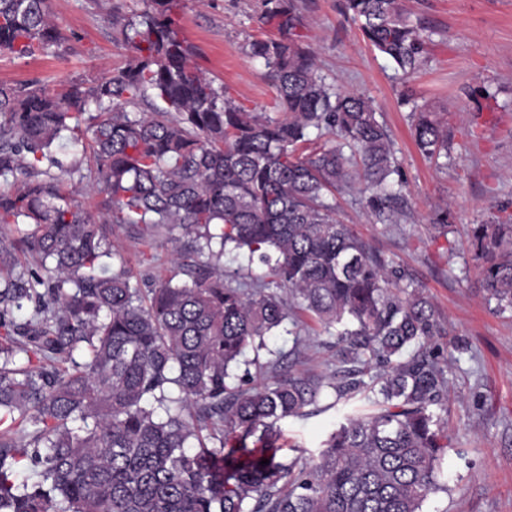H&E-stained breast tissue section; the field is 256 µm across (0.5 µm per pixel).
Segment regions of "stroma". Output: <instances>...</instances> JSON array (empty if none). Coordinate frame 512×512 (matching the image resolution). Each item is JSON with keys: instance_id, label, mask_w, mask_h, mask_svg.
<instances>
[{"instance_id": "1", "label": "stroma", "mask_w": 512, "mask_h": 512, "mask_svg": "<svg viewBox=\"0 0 512 512\" xmlns=\"http://www.w3.org/2000/svg\"><path fill=\"white\" fill-rule=\"evenodd\" d=\"M303 41L318 55L319 72L343 90L373 101L388 128L407 181L408 206L397 224H380L359 193L337 196L338 218L371 247L402 267L422 288L443 331L432 346L462 339L464 350L449 375L450 447L440 463L443 491L422 512H512V314H499L477 283L473 225L512 219V0H402L411 19L422 20L432 42L419 69L406 76L368 45L341 12V0H300ZM52 18L66 41L56 52L17 58L0 54V85L39 80L49 94L71 83L95 85L134 56L120 36L143 0H50ZM259 0H179L174 18L182 38L198 53L201 69L247 107L271 110L273 90L253 40L274 36L258 20ZM445 113L448 154L428 159L411 135L413 104ZM447 213V235L435 233ZM309 354L294 355L293 339L271 336L270 349L285 359L271 381L306 368L332 372L335 337H313ZM356 396L320 397L300 417L278 423L277 456L284 462L318 461L347 416L367 409Z\"/></svg>"}]
</instances>
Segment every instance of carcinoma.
<instances>
[{"instance_id":"1","label":"carcinoma","mask_w":512,"mask_h":512,"mask_svg":"<svg viewBox=\"0 0 512 512\" xmlns=\"http://www.w3.org/2000/svg\"><path fill=\"white\" fill-rule=\"evenodd\" d=\"M145 4L121 29L134 62L95 86L0 87V512H422L446 490L436 410L455 357L430 346L441 323L421 285L336 217V193L360 183L377 220L396 222L407 185L386 126L320 76L296 38L297 0H260L279 37L250 44L274 116L192 64L177 0ZM342 8L397 70H417L429 37L401 0ZM65 40L49 0H0V52ZM412 130L426 157L448 152L439 113L416 110ZM64 176L102 196L103 221L62 192ZM128 228L150 251L162 229L188 237L174 276L110 268V236ZM471 238L481 288L512 311V224H475ZM242 253L262 273L224 268ZM310 320L334 330L331 377L237 374L269 336L300 347ZM327 388L376 409L341 424L317 463L281 461L276 423Z\"/></svg>"}]
</instances>
